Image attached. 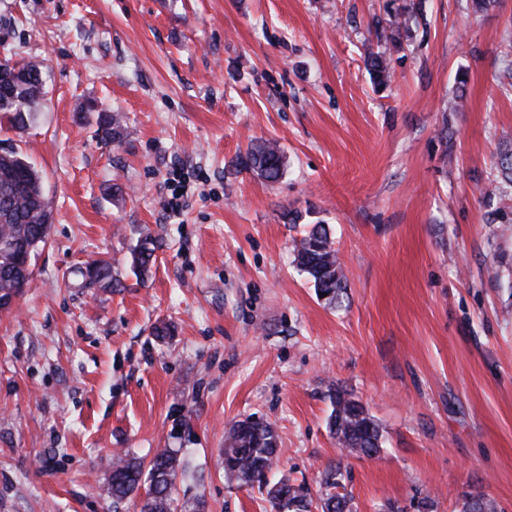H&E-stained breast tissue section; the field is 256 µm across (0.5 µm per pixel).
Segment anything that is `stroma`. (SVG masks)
Masks as SVG:
<instances>
[{"label": "stroma", "mask_w": 512, "mask_h": 512, "mask_svg": "<svg viewBox=\"0 0 512 512\" xmlns=\"http://www.w3.org/2000/svg\"><path fill=\"white\" fill-rule=\"evenodd\" d=\"M407 2L0 0V58L41 61L45 82L0 152L35 168L53 211L0 310V512H134L102 497L107 460L166 447L188 467L179 499L270 512L218 465L248 416L275 425L290 480L344 462L355 512L425 497L457 512L466 493L512 512V230L493 219L512 188L492 175L512 144V0H423L395 45ZM102 112L120 142L101 141ZM260 138L288 157L277 183L236 164ZM317 222L346 279L338 308L292 264ZM95 260L111 287H65ZM160 322L173 336H152ZM336 385L380 425L378 457L330 435ZM158 249L157 241L151 237L140 240L132 253V269L134 273L144 279L153 264L155 252Z\"/></svg>", "instance_id": "obj_1"}]
</instances>
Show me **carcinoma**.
<instances>
[{
	"label": "carcinoma",
	"mask_w": 512,
	"mask_h": 512,
	"mask_svg": "<svg viewBox=\"0 0 512 512\" xmlns=\"http://www.w3.org/2000/svg\"><path fill=\"white\" fill-rule=\"evenodd\" d=\"M366 65L376 84L385 85L391 80V67L386 58L371 56ZM43 94L41 64L28 62L0 70V115L12 126L26 125ZM98 125L104 142L120 139L119 117L102 113ZM237 165L269 183L282 179L287 170L285 151L267 139L252 141L239 155ZM494 170L500 183L512 186V146L500 150ZM40 186V178L28 162L13 151L0 153V242L15 244L12 251L0 249V309L9 308L31 280V262L20 260L18 253L30 257L46 242L51 209ZM157 249L156 240L150 237L140 240L132 253V269L137 276L147 275ZM292 252L295 267L313 284L317 297L329 307L340 304L345 294L344 275L326 225H312L295 241ZM78 274L91 286L111 278V265L99 261L95 264V275H86L82 268ZM329 397L333 410L328 428L346 455H378L380 426L364 405L341 386L330 389ZM277 453L275 427L249 416L229 427L220 464L228 478L241 486L258 489L270 503L272 512H352V496L344 492L346 470L342 463L328 466L313 488L305 481L296 484L286 477L271 479L269 474L276 466ZM108 472L102 494L115 508L146 484L148 491L140 512H205V501L200 496L179 503L176 491L183 465L179 451L173 448L157 450L147 470L129 453L117 455L109 461ZM459 512H498V506L481 494H466Z\"/></svg>",
	"instance_id": "carcinoma-1"
}]
</instances>
